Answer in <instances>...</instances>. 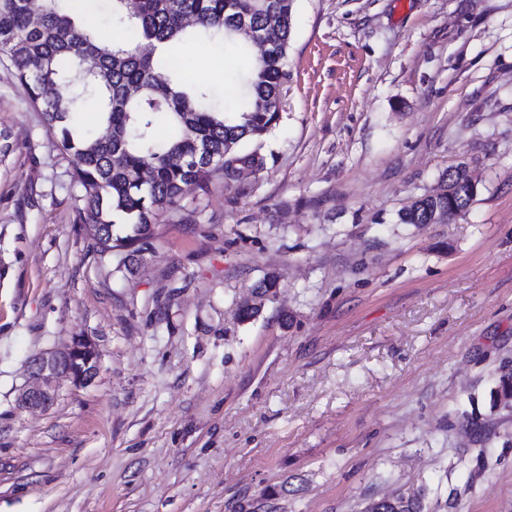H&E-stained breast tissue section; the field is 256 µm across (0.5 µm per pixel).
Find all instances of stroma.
I'll list each match as a JSON object with an SVG mask.
<instances>
[{
    "label": "stroma",
    "instance_id": "obj_1",
    "mask_svg": "<svg viewBox=\"0 0 512 512\" xmlns=\"http://www.w3.org/2000/svg\"><path fill=\"white\" fill-rule=\"evenodd\" d=\"M256 54L211 50L223 104ZM288 70L263 169L187 187L127 267L0 61V512H512V0H295ZM463 161L466 213L400 223ZM76 336L93 381L19 407ZM412 492L379 499L369 509L371 512H424V490Z\"/></svg>",
    "mask_w": 512,
    "mask_h": 512
}]
</instances>
